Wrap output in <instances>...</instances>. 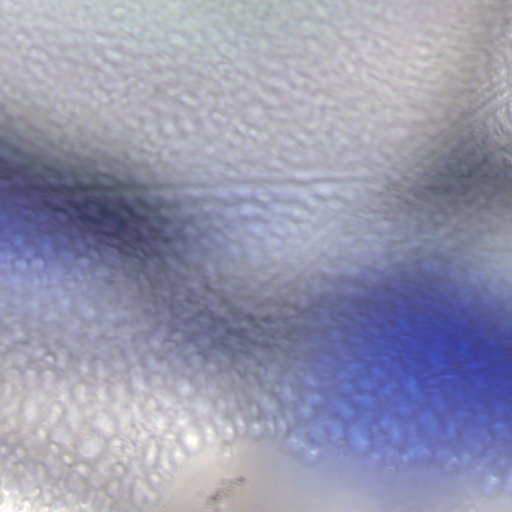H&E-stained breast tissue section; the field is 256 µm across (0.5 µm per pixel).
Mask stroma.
I'll return each instance as SVG.
<instances>
[{
    "instance_id": "stroma-1",
    "label": "stroma",
    "mask_w": 512,
    "mask_h": 512,
    "mask_svg": "<svg viewBox=\"0 0 512 512\" xmlns=\"http://www.w3.org/2000/svg\"><path fill=\"white\" fill-rule=\"evenodd\" d=\"M292 10L373 31L301 62ZM409 19L453 37L391 40ZM260 42L288 85L269 110L243 67ZM64 44L91 82L68 87ZM20 56L0 83V512H143L198 448L223 451L198 512H242L250 447L362 458L377 512H478L461 482L512 486V430L439 438L356 393L394 364L423 401L455 396L419 336L512 347V0H0V69ZM102 304L120 326L79 343ZM459 308L467 326L437 317ZM403 309L407 340L370 338Z\"/></svg>"
}]
</instances>
